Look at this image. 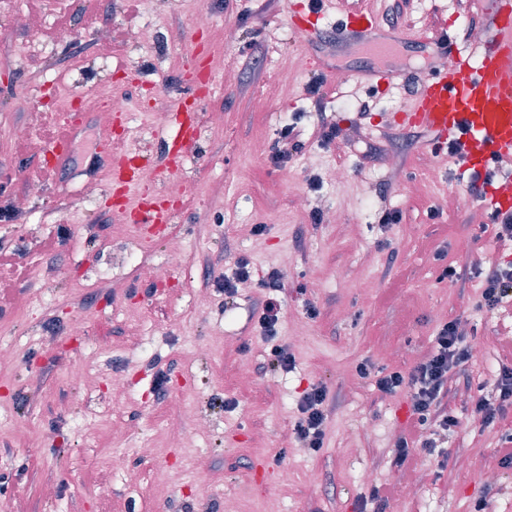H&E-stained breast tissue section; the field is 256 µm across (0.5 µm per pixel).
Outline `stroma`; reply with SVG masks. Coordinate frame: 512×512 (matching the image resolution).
<instances>
[{"mask_svg": "<svg viewBox=\"0 0 512 512\" xmlns=\"http://www.w3.org/2000/svg\"><path fill=\"white\" fill-rule=\"evenodd\" d=\"M208 2L212 29L193 23ZM496 0H408L398 26L404 49L391 61L426 79L447 66L444 51L426 52L416 40L444 26L453 47L477 53L473 30H486ZM309 0H0V212L24 195L29 209L0 221V512H512V467L495 455L501 431L481 426L467 395L449 383L444 404L459 417L440 436L445 462L415 454L406 469L393 464L392 448L409 418L410 394L375 386L379 371L408 372L429 349L439 324L476 328L485 348L461 372L473 382L491 378L512 361V302L490 312L477 305L473 267L512 261V240L479 233L487 210L465 192L467 164L447 152L425 150V132L399 124L411 89L371 91L346 77L359 67V50L336 60L341 76H325L318 95L307 85L317 71L297 70L307 56L291 26ZM152 10L155 39L137 44L133 32ZM35 12L42 28L16 29L13 14ZM75 23L83 60L58 48L49 103L37 83L42 66L24 57L27 46L51 39L62 21ZM112 43L109 60L94 53L101 29ZM208 58L213 82L202 84L193 56ZM238 73L234 84L222 74ZM114 90L128 100L124 112H86L67 102L68 91ZM202 95L204 110L222 113L218 128L199 135L195 155L177 173L184 194L173 199L169 233L138 242L115 235L110 217L129 219L125 206L99 183L93 203L68 195L91 179L87 163L106 168L112 151L146 155L165 169L158 139L114 140L110 130L146 122L167 101ZM370 111H361L362 102ZM71 127L69 155L58 171L42 170V147L58 119ZM298 123L304 148L286 167L268 156L278 131ZM338 124L346 137L322 141L321 126ZM32 138L13 143L14 125ZM253 144L250 153L242 144ZM441 162V176L427 167ZM345 168L342 181L326 172ZM38 193L28 194L29 184ZM327 201L337 223H313L298 194ZM395 224L381 223L383 211ZM266 225L260 235L253 225ZM185 249L165 281L152 269L167 264L172 242ZM254 277L275 268L284 276V315L278 345L296 359L291 372L262 370L263 344L252 315L261 297L240 285L226 300L220 284L238 259ZM462 280L440 279L443 265ZM316 314H309V307ZM81 320L83 333L69 326ZM368 375H360V364ZM168 376L165 399L154 394L158 371ZM323 384L330 409L325 441L316 452L300 448L294 434L296 403L309 385ZM237 400L234 411L226 399ZM207 422L193 447L174 431ZM373 432L356 451L348 433ZM194 432V431H193ZM126 454L112 471L113 452ZM496 470L488 480L486 467ZM317 471L320 484L308 476ZM410 487L386 506L357 502L371 486Z\"/></svg>", "mask_w": 512, "mask_h": 512, "instance_id": "stroma-1", "label": "stroma"}]
</instances>
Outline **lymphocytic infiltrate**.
I'll return each instance as SVG.
<instances>
[{"instance_id":"lymphocytic-infiltrate-1","label":"lymphocytic infiltrate","mask_w":512,"mask_h":512,"mask_svg":"<svg viewBox=\"0 0 512 512\" xmlns=\"http://www.w3.org/2000/svg\"><path fill=\"white\" fill-rule=\"evenodd\" d=\"M481 278L480 304L494 311L512 301V263L495 264L488 269H477ZM255 281L262 293L259 303L257 325L261 338L270 343L271 353L267 365L273 370L288 371L294 368L295 359L285 348L275 345L282 318L280 298L285 285L278 269H271L261 278H253L249 263L238 260L224 277L225 297H234L240 284ZM473 356V348L467 336L461 334L456 322L441 325L431 340V349L426 359L408 373L398 371L381 374L376 386L381 393L393 394L401 389L411 393L409 425L403 431L394 448V464L401 467L418 452L432 455L439 448L435 439L437 430L457 427L459 420L453 412L446 410L442 400L447 392V383L457 368ZM497 394L494 397L477 395L473 412L482 425L504 424L497 450L499 462L512 464V426L507 425L512 415V366H501L495 379ZM328 392L324 385L315 384L303 392L297 404L300 417L295 430L305 448L316 451L323 447L325 422L328 412Z\"/></svg>"}]
</instances>
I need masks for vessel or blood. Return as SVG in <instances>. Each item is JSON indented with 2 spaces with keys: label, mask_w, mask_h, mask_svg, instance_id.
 Instances as JSON below:
<instances>
[{
  "label": "vessel or blood",
  "mask_w": 512,
  "mask_h": 512,
  "mask_svg": "<svg viewBox=\"0 0 512 512\" xmlns=\"http://www.w3.org/2000/svg\"><path fill=\"white\" fill-rule=\"evenodd\" d=\"M492 37L484 40L478 57H456L445 70L433 72L414 93L409 125L430 136L432 148H439L448 138L465 134L467 162L472 169H487L490 160L512 152V13L493 12ZM296 34L310 48L323 43L321 27L311 17L293 20ZM336 43L361 47L369 66L351 70V77L393 88L406 83L398 70L377 65L378 57L390 53L402 38L398 29L380 26L372 13L356 10L346 13L336 27ZM196 137L193 125L179 129L176 137L164 145L169 172H178L185 153L193 150ZM133 158L111 157L110 182L130 188L136 184ZM494 208L512 209V169L500 173L490 187ZM169 220V206L160 197L148 196L141 203L136 223L157 227Z\"/></svg>",
  "instance_id": "vessel-or-blood-1"
}]
</instances>
